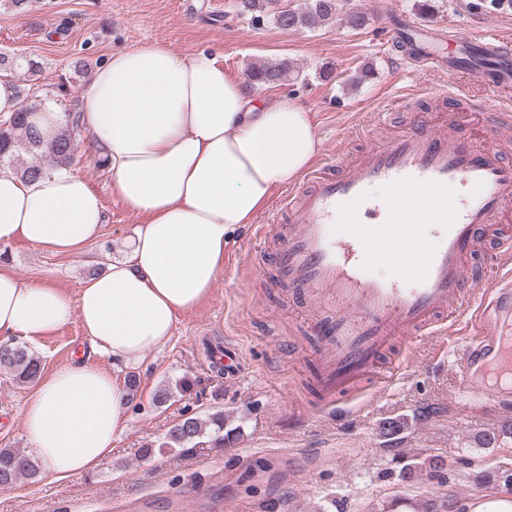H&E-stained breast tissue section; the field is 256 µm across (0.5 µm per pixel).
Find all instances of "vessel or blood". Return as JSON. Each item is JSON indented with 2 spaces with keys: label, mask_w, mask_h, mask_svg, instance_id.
<instances>
[{
  "label": "vessel or blood",
  "mask_w": 512,
  "mask_h": 512,
  "mask_svg": "<svg viewBox=\"0 0 512 512\" xmlns=\"http://www.w3.org/2000/svg\"><path fill=\"white\" fill-rule=\"evenodd\" d=\"M402 61L421 70L466 65L512 85V39L452 23L426 31L406 22L389 40ZM439 98L486 115V134L512 128L507 113L482 100L442 90ZM385 197L372 194L374 186ZM416 204L404 224L390 220L401 196ZM287 224H269L254 246L277 238L280 286L313 306L312 328L325 357L320 386L328 405L354 384L379 373L393 338L407 340L465 321L468 339L455 359L465 396L512 401V285L492 292L468 288V261L487 252L512 265V233L488 240L490 225L512 214V163L463 134L456 113L438 110L437 124H416L350 157L345 170L306 171L279 206ZM397 275L376 272L384 253Z\"/></svg>",
  "instance_id": "obj_1"
}]
</instances>
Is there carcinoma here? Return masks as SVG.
<instances>
[{
  "label": "carcinoma",
  "mask_w": 512,
  "mask_h": 512,
  "mask_svg": "<svg viewBox=\"0 0 512 512\" xmlns=\"http://www.w3.org/2000/svg\"><path fill=\"white\" fill-rule=\"evenodd\" d=\"M341 18L347 27L357 30L367 24V16L357 9H343L340 0H304L300 6L285 16L274 13L275 23L283 30L310 28L322 20ZM37 63L24 56L5 52L0 53V72L6 76L25 70L36 72ZM291 71L284 61L262 62L252 65L248 70L250 82L257 87L282 82ZM16 93L19 100L17 111L0 118V165L11 166L18 163V150H26L31 159L16 172L25 179H35L48 169L58 167L72 168L79 164L82 155L78 151V138L81 132L79 113L70 112L65 125L54 140L44 142L27 116L34 107L29 103L27 90L18 85ZM0 369L11 374L18 382L30 384L37 381L43 371L40 358L27 347L9 345L0 352ZM224 412L216 411L202 419L190 410H185L181 418L168 430L165 440L159 448L188 453L196 448L199 439L209 436L214 448L224 447ZM392 462L398 467V477L410 481L425 473L435 478L445 471V460L441 455H429L424 458L409 457L400 452L393 454ZM38 462L17 448H0V490L14 486L20 479L38 476ZM386 512H460V504L452 499H427L421 502L396 498L389 503Z\"/></svg>",
  "instance_id": "1"
}]
</instances>
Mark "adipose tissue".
I'll return each instance as SVG.
<instances>
[{
    "label": "adipose tissue",
    "instance_id": "adipose-tissue-1",
    "mask_svg": "<svg viewBox=\"0 0 512 512\" xmlns=\"http://www.w3.org/2000/svg\"><path fill=\"white\" fill-rule=\"evenodd\" d=\"M80 95L89 151L106 158L113 195L139 222L127 254L89 277L77 304L1 269L0 344L34 342L75 319L92 354L135 366L210 295L233 234L312 164L319 140L300 101H258L206 50L114 52ZM104 222L88 179L55 169L27 180L0 166V245L75 254ZM128 407L123 381L94 363L44 379L24 424L49 481L93 473L126 429Z\"/></svg>",
    "mask_w": 512,
    "mask_h": 512
}]
</instances>
